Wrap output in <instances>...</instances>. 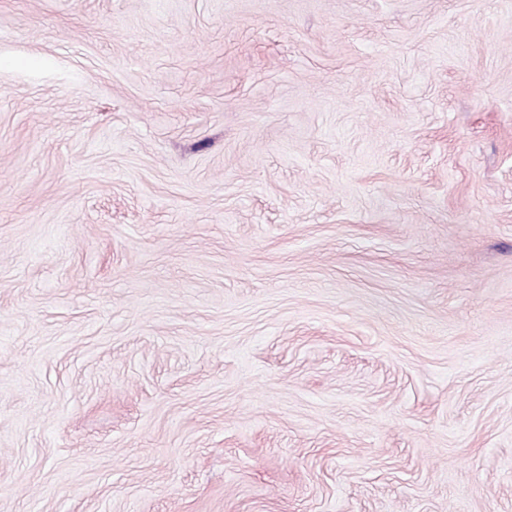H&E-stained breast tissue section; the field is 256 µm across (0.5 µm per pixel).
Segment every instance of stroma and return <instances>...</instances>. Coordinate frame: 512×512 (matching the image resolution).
Here are the masks:
<instances>
[{
    "instance_id": "1",
    "label": "stroma",
    "mask_w": 512,
    "mask_h": 512,
    "mask_svg": "<svg viewBox=\"0 0 512 512\" xmlns=\"http://www.w3.org/2000/svg\"><path fill=\"white\" fill-rule=\"evenodd\" d=\"M0 512H512V0H0Z\"/></svg>"
}]
</instances>
